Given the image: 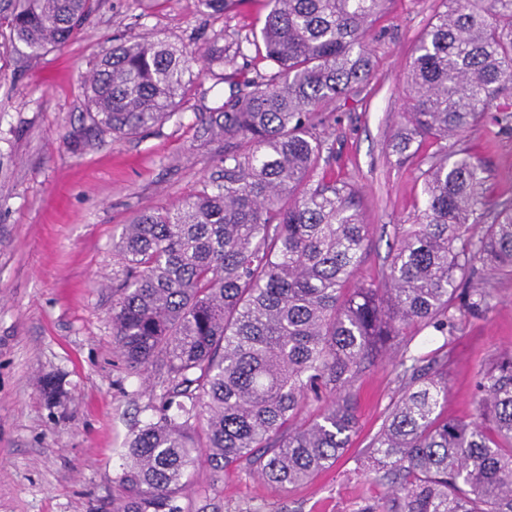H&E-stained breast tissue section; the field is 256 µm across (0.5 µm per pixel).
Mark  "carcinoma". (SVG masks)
Returning <instances> with one entry per match:
<instances>
[{"label":"carcinoma","instance_id":"carcinoma-1","mask_svg":"<svg viewBox=\"0 0 512 512\" xmlns=\"http://www.w3.org/2000/svg\"><path fill=\"white\" fill-rule=\"evenodd\" d=\"M218 20L238 0H196ZM387 0H269L258 39L214 38L207 68L235 88L203 134L224 138V176L172 207L137 214L114 243L124 279L112 337L128 366L155 376L160 405L124 453L112 512H182L204 462L289 487L332 466L358 429L352 384L416 324L452 336L460 285L483 267L512 274V199L493 203L484 165L452 139L496 113L512 123V0H442L411 55L412 103L391 150L450 140L419 164L422 203L388 263L354 281L369 247L354 184L320 172L316 116L372 77L366 29ZM97 0H0V29L33 55L73 40ZM255 46L261 71L241 64ZM195 57L166 40H123L84 82L93 125L133 136L173 116ZM468 311L492 307L468 295ZM399 390L367 455L383 495L357 512H512V351L477 371L481 420L442 417L446 356L409 343Z\"/></svg>","mask_w":512,"mask_h":512}]
</instances>
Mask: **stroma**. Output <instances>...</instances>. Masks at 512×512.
I'll return each instance as SVG.
<instances>
[{
  "label": "stroma",
  "instance_id": "35a3bbf8",
  "mask_svg": "<svg viewBox=\"0 0 512 512\" xmlns=\"http://www.w3.org/2000/svg\"><path fill=\"white\" fill-rule=\"evenodd\" d=\"M440 4L389 0L366 37L372 79L357 100L321 115L327 174L359 188L370 226L361 280L377 275L395 226L412 224L422 200L418 163L398 164L389 144L410 106L406 65ZM221 26L196 0H100L66 46L0 56V512H109L153 398L113 342L112 288L123 271L112 239L138 213L177 204L221 174L224 142L204 137L202 122L232 88L204 65L193 66L178 112L132 138L90 128L82 80L113 37L199 51ZM460 144L487 168L491 199L512 197V130L491 140L479 125ZM481 288L494 293L491 310H457L455 336L418 328L411 343L423 356L447 350L450 418L476 417L478 367L512 350V275L484 272L466 286ZM50 375L63 389L54 402L40 386ZM397 386L389 354L380 355L352 387L359 429L350 448L307 484L284 490L241 469L217 482L202 465L179 499L183 512H354L381 492L366 448Z\"/></svg>",
  "mask_w": 512,
  "mask_h": 512
}]
</instances>
